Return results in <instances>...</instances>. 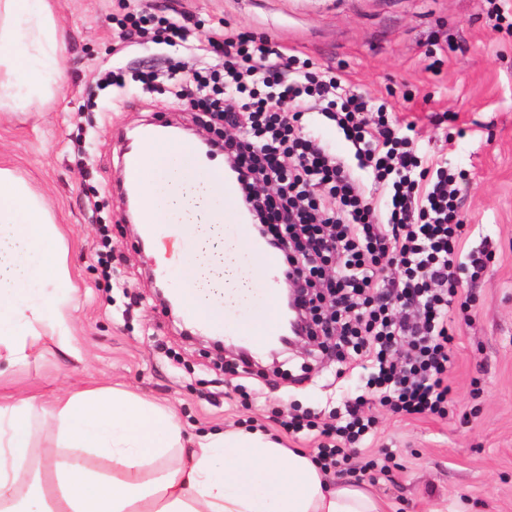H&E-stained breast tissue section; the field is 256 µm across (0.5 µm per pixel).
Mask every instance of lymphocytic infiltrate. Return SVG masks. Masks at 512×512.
<instances>
[{"label": "lymphocytic infiltrate", "mask_w": 512, "mask_h": 512, "mask_svg": "<svg viewBox=\"0 0 512 512\" xmlns=\"http://www.w3.org/2000/svg\"><path fill=\"white\" fill-rule=\"evenodd\" d=\"M118 37L218 56L217 65L188 71L177 95L207 123H223L224 158L241 176L237 202L257 212L259 236L304 288L307 336L323 356L366 373L336 422L286 410L277 419L286 432L317 437L324 474L388 473L384 457L357 465L356 447L375 431L376 409L447 413L458 287L485 266V250L464 248L459 172L423 163L415 122L388 121L386 104L372 105L267 37L194 42L186 26L147 14L129 15ZM309 112L335 123L354 164L306 131ZM376 189L385 204L375 203Z\"/></svg>", "instance_id": "f902f5d3"}]
</instances>
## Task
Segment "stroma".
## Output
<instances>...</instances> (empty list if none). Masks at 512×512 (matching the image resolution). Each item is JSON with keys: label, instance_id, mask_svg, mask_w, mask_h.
Segmentation results:
<instances>
[{"label": "stroma", "instance_id": "stroma-1", "mask_svg": "<svg viewBox=\"0 0 512 512\" xmlns=\"http://www.w3.org/2000/svg\"><path fill=\"white\" fill-rule=\"evenodd\" d=\"M65 74L53 94L30 107L0 109V167L41 196L63 235L79 307L69 326L79 357L45 340L38 355L0 371V396H35L34 454L51 443L55 396L88 386L134 391L172 407L188 435L262 427L290 448L312 442L285 434L272 408L340 406L360 374L337 377L314 365L299 383L282 374L225 376L205 342L188 339L154 296L159 259L140 249L118 185L127 177L123 141L145 124L195 127L173 95L138 78L164 68L168 51L128 43L116 18L144 9L177 20L193 40L250 31L297 49L340 75L395 116L418 123V151L466 170L458 197L471 227L493 254L457 317L446 417H382L371 451L393 454L389 477L372 482L387 512H512V29L488 0H50ZM121 81L97 86L99 73ZM453 121L439 122L440 113ZM108 246L112 276L95 252ZM245 382L246 394L226 382Z\"/></svg>", "mask_w": 512, "mask_h": 512}]
</instances>
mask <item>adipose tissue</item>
I'll list each match as a JSON object with an SVG mask.
<instances>
[{
	"label": "adipose tissue",
	"mask_w": 512,
	"mask_h": 512,
	"mask_svg": "<svg viewBox=\"0 0 512 512\" xmlns=\"http://www.w3.org/2000/svg\"><path fill=\"white\" fill-rule=\"evenodd\" d=\"M64 76L48 0H0V107L32 102ZM209 176L175 186L169 207L196 239L181 268L202 313L223 318L215 295L244 288L224 236L205 231ZM58 231L44 201L0 168V356L16 364L53 339L80 352L67 314L78 307ZM44 288L30 293L32 284ZM34 399L0 401V512H384L363 483L329 485L311 457L259 429L210 432L185 448L175 414L132 392L87 387L58 398L53 440L31 459Z\"/></svg>",
	"instance_id": "adipose-tissue-1"
}]
</instances>
